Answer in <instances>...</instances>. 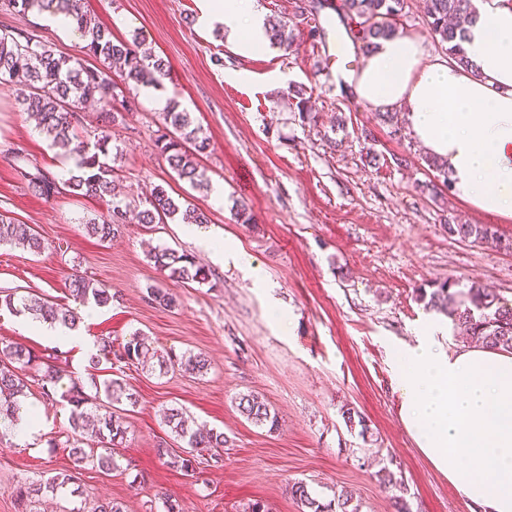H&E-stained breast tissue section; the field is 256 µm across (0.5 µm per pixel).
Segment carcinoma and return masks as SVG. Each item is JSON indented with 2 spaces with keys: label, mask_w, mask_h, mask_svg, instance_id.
I'll return each mask as SVG.
<instances>
[{
  "label": "carcinoma",
  "mask_w": 512,
  "mask_h": 512,
  "mask_svg": "<svg viewBox=\"0 0 512 512\" xmlns=\"http://www.w3.org/2000/svg\"><path fill=\"white\" fill-rule=\"evenodd\" d=\"M85 0H0V10L25 14L35 8L51 6L71 16L78 31L87 40V50L101 62L98 67H88L80 59L55 53L40 36L26 29L0 32V83L17 85L16 104L24 112L37 116L39 128L46 134L51 146L75 159V166L63 184L38 170L24 172L31 192L49 199L67 188L75 197H91L103 200L112 196L116 171L109 159L110 134L102 129L94 144L79 135L84 127L82 112L87 102L99 107L102 121H116L119 110L129 111L135 105L130 95L131 87L163 86L168 78L167 63L159 57L146 55L134 44L119 40L112 29L89 18L84 10ZM405 9L404 0H342L339 6L340 21L345 26L351 41H361L359 50L367 53L376 47L377 41L398 34L397 17ZM473 0H428V25L439 43L447 46L448 58L466 65L467 57L463 42L467 26L475 17ZM358 26L353 31L350 23ZM270 40L285 48L293 42V33L286 25L271 26ZM162 120L165 132L157 143L161 154L177 176L191 186L205 187L204 173L200 170L199 157L208 146L200 126L194 125L190 113L179 109V103H168ZM136 211L140 224H164L179 221L183 224H206L207 216L192 202L175 201L161 186L153 189L145 206L129 203H112L108 214L100 220L86 222L88 233L107 240L125 223L127 213ZM448 236L462 241L476 242L494 235L489 224H446ZM0 244H14L35 253L45 248L44 242L32 228L0 214ZM154 264L169 277L195 283H206L209 274L189 256L163 249L151 255ZM65 286L70 295L80 303H93L104 307L112 303V289L84 276L72 274L66 278ZM457 283L446 279L434 284L431 292L419 294L426 308L445 314L454 325L463 329L467 336L489 348L512 350V307L473 283L467 290L456 289ZM23 311L38 320L58 323L74 330L80 322L75 309L30 297L21 300ZM152 353L151 345L135 333L123 344L114 346L107 339L99 343L98 353L90 356L89 363L100 364V358L125 366L140 363ZM160 369L179 366L186 374H199L207 368V359L200 354H169L158 360ZM61 379L60 369L43 361V357L17 343L0 345V419L14 417L19 402L27 396L29 381L41 382V396L54 399L55 385ZM94 393L86 391L83 381L73 378L67 391L60 398L70 407V434L63 442L69 449L74 467L51 475L37 482H21L14 486L13 495L21 512H34L35 497L51 493L62 497L78 498L71 508L63 512H125V504L116 499H94L83 496L79 489H70L76 484L80 471L88 466L103 473L119 468L115 448L119 447L127 433L122 417L117 414L116 404L127 400L137 403L129 392L127 383L121 378L103 381L91 377ZM238 410L256 425H267L269 431L278 427L276 415L270 412L265 400L255 394L239 398ZM163 420L187 450L180 453L173 448H161L159 453L166 463L187 475H200L210 467H221L224 463V433L213 429L195 428L178 408L162 410ZM208 450L210 454L195 455L193 451ZM290 492L308 512H358L351 507L353 497L347 491L333 494V499L324 502L314 496L307 484L294 483Z\"/></svg>",
  "instance_id": "obj_1"
}]
</instances>
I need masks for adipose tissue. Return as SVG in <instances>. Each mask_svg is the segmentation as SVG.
<instances>
[{
	"instance_id": "adipose-tissue-1",
	"label": "adipose tissue",
	"mask_w": 512,
	"mask_h": 512,
	"mask_svg": "<svg viewBox=\"0 0 512 512\" xmlns=\"http://www.w3.org/2000/svg\"><path fill=\"white\" fill-rule=\"evenodd\" d=\"M200 22L223 25L251 53L269 44L258 0H204ZM468 66L426 52L416 37L381 40L351 83L379 112L403 113L453 189L474 208L512 218V0H474ZM420 332L395 364L401 420L432 464L482 512H512V351L444 347Z\"/></svg>"
}]
</instances>
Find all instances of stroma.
<instances>
[{
	"label": "stroma",
	"mask_w": 512,
	"mask_h": 512,
	"mask_svg": "<svg viewBox=\"0 0 512 512\" xmlns=\"http://www.w3.org/2000/svg\"><path fill=\"white\" fill-rule=\"evenodd\" d=\"M260 2L266 19L295 29L291 50L271 45L241 55L226 44L223 26L200 24L203 0L86 3L116 37L140 41L169 61L162 93L201 125L210 142L201 164L211 183L224 186L218 202L212 191L178 179L155 147L162 115L140 95L112 129L122 200L142 201L157 185L176 200H191L208 216L214 242L235 247L220 260L184 225L129 224L102 241L86 224L105 213L104 202L34 196L22 169H43L61 182L69 174L57 164L58 149L18 111L14 85L0 83V212L45 242L38 255L0 245V291L69 305V275L102 281L117 299L80 321L79 335L118 344L141 331L159 352L203 354L206 371H122L105 363L94 371L80 348L58 350L43 337L21 335V314L5 308L0 342L44 357L59 353L67 373L60 392L72 376L127 380L138 402L122 414L128 434L120 467L108 474L89 468L80 480L84 491L121 500L127 512H149L158 493L178 500L183 512H244L257 500L268 512H302L290 494L298 481L325 501L352 490L360 512H396L400 497L411 512H473L403 425L394 354L430 322L447 327L444 347L465 344L446 316L419 300L432 282L450 278L463 289L475 282L512 306V218L477 210L453 191L425 189L434 174L403 116L380 122L337 82V61L328 54L341 28L334 11H322L326 33L318 36L297 17L296 0ZM5 27L34 30L58 53L94 61L82 43L40 25L35 14L0 11ZM299 89L310 97L317 124L299 118ZM370 149L380 156L371 166ZM19 155L24 165H17ZM242 206L250 222L238 220ZM449 222L491 225L500 241L451 239ZM156 248L189 255L209 271V283L170 278L150 258ZM153 288L176 294V306L155 305L148 297ZM275 307L287 316V329L273 320ZM250 392L276 413L277 430L240 414L236 399ZM27 401L42 409L41 432L34 441L0 439V512H20L12 496L18 480L72 465L67 449L48 445L68 433V407L37 392ZM345 406L361 414L364 426H346ZM170 407L227 438L223 467L207 469L204 482L158 455L159 445L172 441L161 416Z\"/></svg>",
	"instance_id": "35a3bbf8"
}]
</instances>
